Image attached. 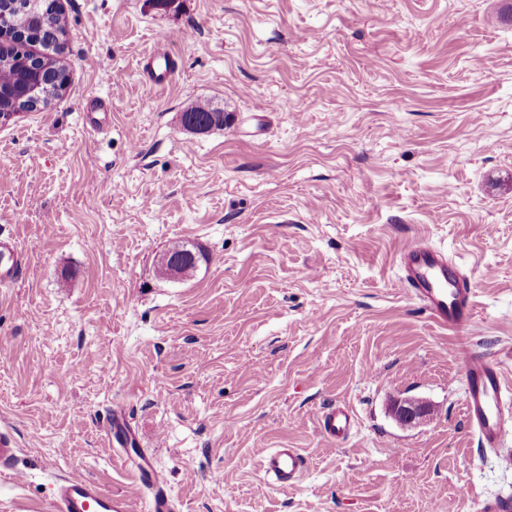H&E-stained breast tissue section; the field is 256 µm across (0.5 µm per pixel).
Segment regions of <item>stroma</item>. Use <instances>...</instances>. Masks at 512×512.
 <instances>
[{"mask_svg": "<svg viewBox=\"0 0 512 512\" xmlns=\"http://www.w3.org/2000/svg\"><path fill=\"white\" fill-rule=\"evenodd\" d=\"M61 6L65 90L0 125V268H20L0 287V429L24 476H0V512H49L61 475L134 495L105 439L118 405L177 512L512 498V467L466 426L456 340L397 261L417 236L447 249L475 287L473 347L512 382V0ZM159 36L162 87L141 66ZM199 102L223 129L182 126ZM177 242L209 260L171 280L158 259ZM401 398L432 416L400 426ZM330 403L356 414L336 446ZM270 448L306 458L294 488L263 480Z\"/></svg>", "mask_w": 512, "mask_h": 512, "instance_id": "1", "label": "stroma"}]
</instances>
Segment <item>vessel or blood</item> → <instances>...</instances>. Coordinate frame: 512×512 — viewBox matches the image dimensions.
Wrapping results in <instances>:
<instances>
[{"label": "vessel or blood", "instance_id": "1", "mask_svg": "<svg viewBox=\"0 0 512 512\" xmlns=\"http://www.w3.org/2000/svg\"><path fill=\"white\" fill-rule=\"evenodd\" d=\"M160 52L151 53L144 65L152 84L161 86L171 70L163 65ZM401 282L428 319L439 329L455 335L464 370V414L470 431L481 448L499 452L501 462L512 465V454L504 447L512 442V413L504 411L506 383L500 365L470 348L476 324L475 291L469 277L452 261L447 251L428 240L407 241L398 254ZM319 427L329 443L345 440L354 428L346 407L331 405L321 411ZM106 437L115 456L133 476L139 490L149 492L148 512H176L177 506L165 489V478L155 467L151 454L136 449V434L122 408L112 410ZM307 461L296 448L270 449L260 462L259 472L272 487L285 491L300 480ZM129 498L115 496L94 479L69 476L52 485L51 512H131Z\"/></svg>", "mask_w": 512, "mask_h": 512}]
</instances>
